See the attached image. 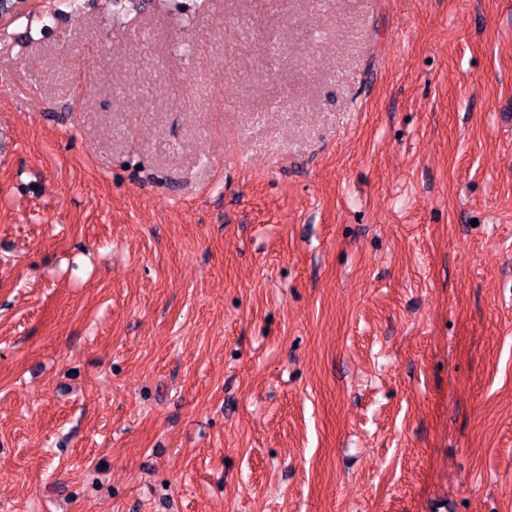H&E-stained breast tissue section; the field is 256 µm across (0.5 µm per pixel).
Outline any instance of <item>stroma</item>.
<instances>
[{
  "mask_svg": "<svg viewBox=\"0 0 512 512\" xmlns=\"http://www.w3.org/2000/svg\"><path fill=\"white\" fill-rule=\"evenodd\" d=\"M55 2L0 22V512H512V0Z\"/></svg>",
  "mask_w": 512,
  "mask_h": 512,
  "instance_id": "1",
  "label": "stroma"
}]
</instances>
